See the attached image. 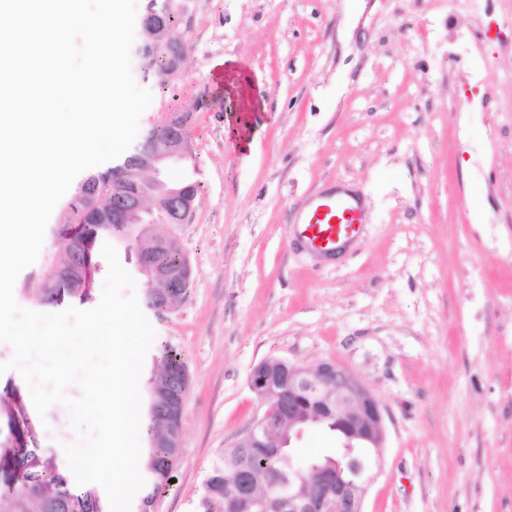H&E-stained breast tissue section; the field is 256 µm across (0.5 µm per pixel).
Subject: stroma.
I'll use <instances>...</instances> for the list:
<instances>
[{
	"label": "stroma",
	"mask_w": 512,
	"mask_h": 512,
	"mask_svg": "<svg viewBox=\"0 0 512 512\" xmlns=\"http://www.w3.org/2000/svg\"><path fill=\"white\" fill-rule=\"evenodd\" d=\"M189 51L154 102L191 113L170 174L200 185L179 231L189 290L149 314L192 376L155 512H197L213 461L261 415L254 366L354 372L379 399L364 512H512V0H189ZM352 186L364 222L324 255L308 195ZM64 254L45 235L26 309ZM65 459L69 412L31 420Z\"/></svg>",
	"instance_id": "35a3bbf8"
}]
</instances>
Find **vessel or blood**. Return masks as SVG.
Wrapping results in <instances>:
<instances>
[{
    "label": "vessel or blood",
    "mask_w": 512,
    "mask_h": 512,
    "mask_svg": "<svg viewBox=\"0 0 512 512\" xmlns=\"http://www.w3.org/2000/svg\"><path fill=\"white\" fill-rule=\"evenodd\" d=\"M363 210L354 193L340 187L310 196L298 220L301 238L314 250L331 253L354 238Z\"/></svg>",
    "instance_id": "vessel-or-blood-1"
}]
</instances>
